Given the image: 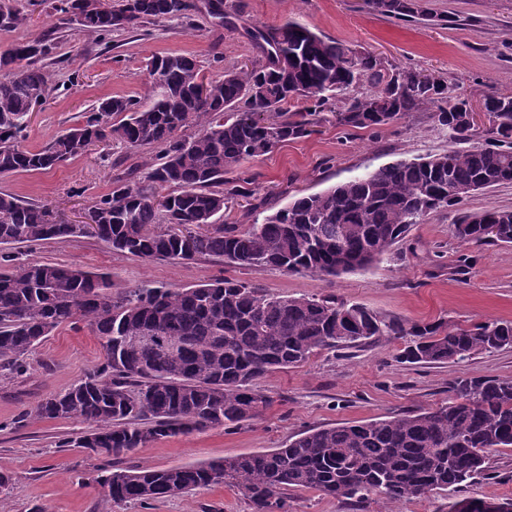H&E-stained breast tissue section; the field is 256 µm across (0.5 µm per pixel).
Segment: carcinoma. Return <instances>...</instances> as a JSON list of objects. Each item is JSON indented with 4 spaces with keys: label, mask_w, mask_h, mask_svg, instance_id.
I'll use <instances>...</instances> for the list:
<instances>
[{
    "label": "carcinoma",
    "mask_w": 512,
    "mask_h": 512,
    "mask_svg": "<svg viewBox=\"0 0 512 512\" xmlns=\"http://www.w3.org/2000/svg\"><path fill=\"white\" fill-rule=\"evenodd\" d=\"M96 2L92 12L88 0H52V9L102 41L146 23L189 22L202 9L197 0ZM365 5L400 20L448 22L425 0ZM204 9L214 24L235 26L236 13L224 10V0H206ZM26 20L12 0H0V27ZM249 37L259 55L246 69L226 68L209 79L206 98L196 92L204 75L194 58L154 56L146 64L150 102L105 99L82 124L38 151L24 144L25 131L32 93L46 98L51 92L54 74L42 60L55 48V31L0 52L1 176L53 169L114 138L131 151L160 148L158 162L144 164L147 183L119 182L100 197V220L90 234L43 205L0 192V245L88 236L144 259L214 255L243 269L338 276L371 266L428 214L459 204L473 191L512 183L511 93L484 98L489 143L475 144L469 99L439 75L387 67L371 53L326 40L295 20L257 27ZM364 82L374 91L342 99L334 112L337 125L376 129L431 109L448 133V150L399 160L299 197L245 228L224 223L229 204L257 199L256 176L239 171L242 162L305 136L310 117ZM299 100L304 109L291 110ZM487 224L497 232L487 233ZM455 229L464 243L512 244V210L466 214ZM77 319L93 328L103 359L69 389L40 399L29 417L91 423L73 445L113 461L97 480L106 506L219 484L237 489L250 512H288L283 491L291 487L355 506L372 495L396 505L465 484L484 472L487 453L512 447V378L458 377L448 401L423 412L314 428L285 448L219 461L122 467L129 453L162 438L259 418L269 399L254 381L302 365L318 349L392 336L404 340L400 362L440 366L511 348L512 322L409 325L358 303L270 295L238 279L114 293L103 274L0 253V377L20 375L36 345ZM128 336L140 337L139 344L125 346ZM448 512H512V498L464 496Z\"/></svg>",
    "instance_id": "cac0c4a2"
}]
</instances>
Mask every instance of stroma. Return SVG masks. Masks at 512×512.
<instances>
[{
    "mask_svg": "<svg viewBox=\"0 0 512 512\" xmlns=\"http://www.w3.org/2000/svg\"><path fill=\"white\" fill-rule=\"evenodd\" d=\"M224 2L239 11L235 27H216L199 15L189 23L163 21L136 33L116 32L107 43L77 25L62 26L46 2L32 11L28 25L0 27V51L48 29L60 30L49 62L54 89L30 119L26 146L41 149L82 123L98 100L143 97L145 63L152 56H191L208 75L222 65L242 68L256 56L248 30L289 19L385 63L443 76L476 106L489 93H512V0H428L433 13L448 16L445 25L372 13L363 0ZM218 52L224 55L220 64L213 61ZM447 147V132L427 111L375 130L351 131L337 127L332 113L325 112L307 135L282 143L248 162L247 168L256 174L264 210L271 213L298 197ZM110 152L106 161L94 151L47 171L2 175L0 191L78 220L157 149L147 145L133 152L116 142ZM488 208L512 209V184L473 192L460 204L428 215L371 267L335 277L275 268L243 270L210 256L146 260L114 252L92 238L39 243L25 248L24 255L29 262H59L109 275L116 292L144 284L180 288L242 279L278 296H328L409 323L443 320L469 327L488 320L512 321V246L466 245L454 231L462 214ZM401 347V341L383 336L357 348L319 349L307 363L256 381V388L270 399L260 418L163 438L129 454L127 462L165 469L283 448L309 428L396 417L444 403L459 376L512 378V348L478 352L464 362L435 367L398 362ZM102 357L99 340L86 323L66 324L30 353L26 374L0 380V472L12 477L9 490L0 494V512H102L103 492L96 476L103 461L69 444L86 431L87 422L27 416L40 398L69 388ZM485 466L486 475L465 491L512 497V448L490 452ZM459 493L437 489L394 507L373 496L358 511L315 490L292 488L288 512H448ZM112 512L249 510L237 491L215 485L176 498L128 502Z\"/></svg>",
    "mask_w": 512,
    "mask_h": 512,
    "instance_id": "stroma-1",
    "label": "stroma"
}]
</instances>
